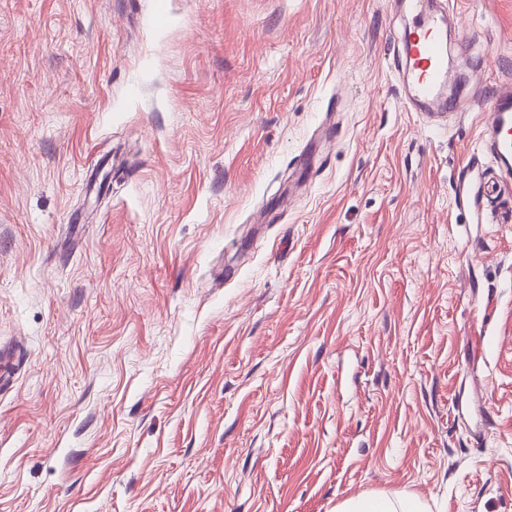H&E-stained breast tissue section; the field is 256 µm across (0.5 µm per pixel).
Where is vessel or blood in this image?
Instances as JSON below:
<instances>
[{"instance_id":"vessel-or-blood-1","label":"vessel or blood","mask_w":512,"mask_h":512,"mask_svg":"<svg viewBox=\"0 0 512 512\" xmlns=\"http://www.w3.org/2000/svg\"><path fill=\"white\" fill-rule=\"evenodd\" d=\"M403 53L404 103L432 105L440 102L448 79L446 12L432 8L430 0H408ZM482 133L491 153L512 157V83L497 86L493 105L483 115Z\"/></svg>"}]
</instances>
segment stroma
I'll return each mask as SVG.
<instances>
[{
	"label": "stroma",
	"instance_id": "obj_1",
	"mask_svg": "<svg viewBox=\"0 0 512 512\" xmlns=\"http://www.w3.org/2000/svg\"><path fill=\"white\" fill-rule=\"evenodd\" d=\"M447 24L490 107L512 0ZM404 27L0 0V512H512V173L403 108ZM428 507L416 496L396 493L363 494L344 500L336 512H428Z\"/></svg>",
	"mask_w": 512,
	"mask_h": 512
}]
</instances>
